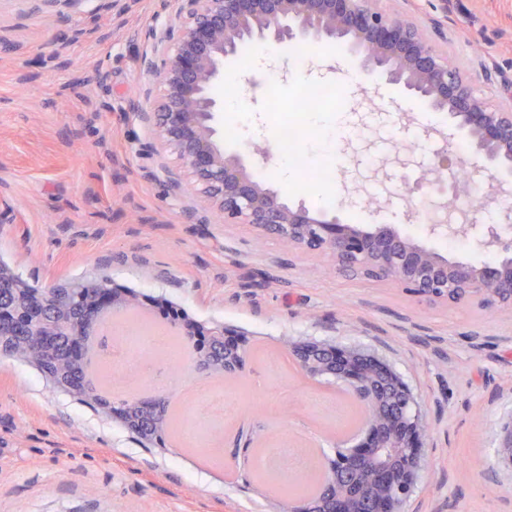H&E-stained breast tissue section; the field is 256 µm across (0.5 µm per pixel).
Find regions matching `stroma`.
Returning a JSON list of instances; mask_svg holds the SVG:
<instances>
[{
    "instance_id": "obj_1",
    "label": "stroma",
    "mask_w": 512,
    "mask_h": 512,
    "mask_svg": "<svg viewBox=\"0 0 512 512\" xmlns=\"http://www.w3.org/2000/svg\"><path fill=\"white\" fill-rule=\"evenodd\" d=\"M414 21L491 103L512 106V0H378ZM180 0H0V260L47 288L98 276L165 299L195 319L250 337L249 368L226 382L236 410L224 419L223 470L203 471L173 445L144 447L122 424L51 389L33 368L0 358V512H275L277 496L252 456L255 442L312 439L319 457L345 447L333 428L334 381L304 380L292 341L368 349L415 393L428 428L424 467L402 512H512V470L499 464L512 420V313L417 300L397 285L329 272L245 224H227L196 195L151 125L129 107L153 85L150 65L170 54ZM359 50L333 42L256 46L228 62L217 95L237 93L248 141L272 148L265 84L289 95L294 62L321 66L310 81L350 93L320 109L334 131L339 186L305 184L294 168L261 160L289 205L349 224H394L449 259L493 260L471 239L448 248L415 230L407 196L427 198L444 151L469 163L485 208L497 177L469 154L444 115L402 89L364 86ZM108 76L99 90L97 74ZM286 394L277 409L270 403Z\"/></svg>"
}]
</instances>
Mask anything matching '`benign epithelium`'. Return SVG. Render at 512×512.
I'll return each mask as SVG.
<instances>
[{
	"mask_svg": "<svg viewBox=\"0 0 512 512\" xmlns=\"http://www.w3.org/2000/svg\"><path fill=\"white\" fill-rule=\"evenodd\" d=\"M184 23L172 38L171 54L160 69L152 68L157 93L150 109L140 98L130 107L144 112L161 146L176 156L195 193L219 212L226 224H247L308 255H328L334 268L391 281L412 296L448 306L479 304L512 312V246L504 242L503 223L491 225L477 239L488 252H502L479 265L450 260L400 233L392 224L360 227L333 216L318 218L304 204L290 207L263 185L258 170L240 155H224L215 141L218 113L224 100L213 94L225 79L224 61L238 57L244 46L296 45L306 42L351 41L365 51L360 73L370 82L397 85L421 98L434 112L448 117L482 156L484 170H512V108L494 107L413 23L380 9L373 0H181ZM441 206L448 223L431 224V236H466L478 222L482 207L458 211L456 195ZM96 290L87 312L135 309L143 297L96 277L84 279ZM198 348L219 342L224 362L244 354L250 338L227 335L220 324L207 325L187 317L180 326ZM301 375L314 382L331 377L345 385V394L363 403L358 438L343 456L324 467L318 492L297 502L300 512L313 506L337 478L353 481L354 465L369 463L363 493L339 497L333 512H400L394 490L407 493L420 471L426 425L417 400L402 377L363 348L324 342L288 344ZM497 458L512 469V421L498 437Z\"/></svg>",
	"mask_w": 512,
	"mask_h": 512,
	"instance_id": "1",
	"label": "benign epithelium"
}]
</instances>
